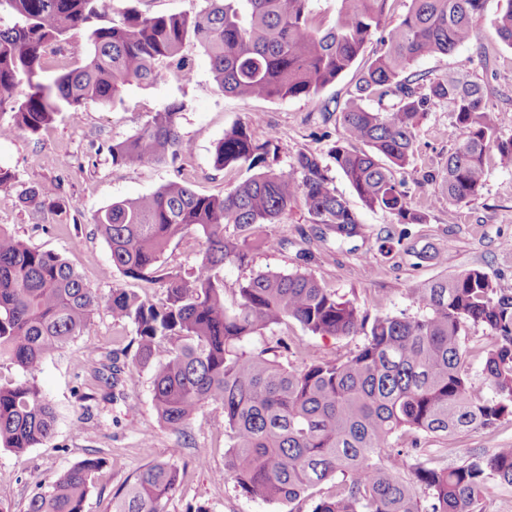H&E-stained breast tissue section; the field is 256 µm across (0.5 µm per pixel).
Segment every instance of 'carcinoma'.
Returning <instances> with one entry per match:
<instances>
[{"mask_svg": "<svg viewBox=\"0 0 512 512\" xmlns=\"http://www.w3.org/2000/svg\"><path fill=\"white\" fill-rule=\"evenodd\" d=\"M314 0H205L192 12L151 16L124 0H0L14 17L0 28V136L39 133L55 114L89 102L114 104L130 85H150L160 67L192 76L189 43L210 59L225 93L253 99L309 96L336 81L365 44L383 30L388 0H340L325 29L312 26ZM497 37L512 48V0H503ZM483 0H410L388 30L382 52L359 74L341 111L342 137L329 151L335 167L364 205L399 224H423L425 212L409 201L408 170L420 120L445 103L452 112L454 148L440 172L448 206L467 204L483 190L485 159L496 151L512 168V136L501 134L489 90L466 75L426 80L405 75L418 58L451 53L478 40L473 18ZM85 33L91 54L80 66L43 80L47 50ZM370 100L377 104L363 105ZM184 102L150 113L137 133L107 146L114 166L176 161L178 116ZM279 146L260 139L252 123L225 131L214 152L215 169L247 167L254 174L222 195H201L173 180L158 191L115 201L95 216L112 268L165 289L153 303L123 288L102 298L55 254L29 247L0 227V361L25 379L0 385V445L15 452L48 439L55 414L35 374L44 360L82 335L101 305L136 328V362L152 370L159 420L174 431L191 424L205 405L224 409L227 476L243 495L293 501L340 479L336 492L313 512H474L490 481L512 486V448L475 455L454 467L429 462L394 437L450 435L494 425L512 415V288L472 269L440 276L413 289L418 317L368 320L355 304L307 273L267 271L239 284L237 307L224 302V266L248 262L269 244L256 236L303 200L313 224L340 239L360 221L336 194L329 166L306 151L277 166ZM58 181L24 189L20 202L37 210L61 208ZM233 225L236 235L225 234ZM188 232L202 239L189 276L165 266L172 241ZM287 319L314 335L364 334L344 360L289 370L248 351L242 342ZM482 324L495 338L481 395L463 369L462 333ZM169 344L154 360L157 346ZM99 457L86 458L32 495L27 512H84ZM180 478L178 466L153 463L112 498V512H163L162 501ZM430 505H425L426 501Z\"/></svg>", "mask_w": 512, "mask_h": 512, "instance_id": "1", "label": "carcinoma"}]
</instances>
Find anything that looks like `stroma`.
<instances>
[{
    "instance_id": "obj_1",
    "label": "stroma",
    "mask_w": 512,
    "mask_h": 512,
    "mask_svg": "<svg viewBox=\"0 0 512 512\" xmlns=\"http://www.w3.org/2000/svg\"><path fill=\"white\" fill-rule=\"evenodd\" d=\"M500 0H484L474 18L477 42L447 55L423 57L413 74L433 79L451 71L470 74L493 91L491 102L504 135H512V49L497 37L494 20ZM372 38L350 70L307 97L284 100L241 99L214 83L210 62L202 49L190 45L186 56L193 76L183 81L164 71L152 86L133 85L116 105L88 103L77 112L56 114L39 134L17 132L0 140V166L16 175L14 187L0 190V227L28 246L61 256L101 294L123 288L159 303L163 288L113 271L110 249L97 230L95 214L112 202L157 191L173 180L193 191L217 195L249 177L247 169L216 170L213 155L225 130L252 122L258 138L275 137L279 163L288 165L300 151L327 157L340 138L339 112L349 99L359 72L380 51ZM91 50L85 35L60 43L48 57L44 80L83 63ZM185 109L178 119L181 135L177 161L114 166L106 151L145 123L150 112L171 100ZM451 126L447 105L431 108L422 120L414 148L415 176L441 168L453 146L445 131ZM336 192L357 214L360 234L337 241L332 230L312 224L304 204H296L279 223L264 225L261 234L270 246L252 252L248 264L224 269V302L235 307L240 282L260 272L302 271L322 286L352 300L368 316H417L412 290L443 274L478 268L512 286V170L488 163L486 185L472 202L449 207L433 183L412 184L414 206L428 219L423 224H400L393 216L370 210L340 172L332 174ZM62 181V209L35 211L21 205L26 187ZM363 343L362 336L331 337L309 333L295 320L273 326L246 340L251 350H267L289 369L315 361L343 359ZM135 329L99 309L82 336L42 363L36 382L56 411V428L42 445L16 453L0 447V507L26 512L30 497L85 458L104 460L84 503V512H112V496L146 464L165 462L183 468L182 484L164 503V512H313L333 483L322 484L291 502H265L243 495L224 470L227 438L224 412L207 405L189 428L174 432L159 421L153 403L152 372L134 363ZM116 371L114 387L97 377L104 367ZM425 455L454 466L472 453L492 454L512 448V416L494 426L447 438L419 440ZM207 463L197 466L198 452Z\"/></svg>"
}]
</instances>
